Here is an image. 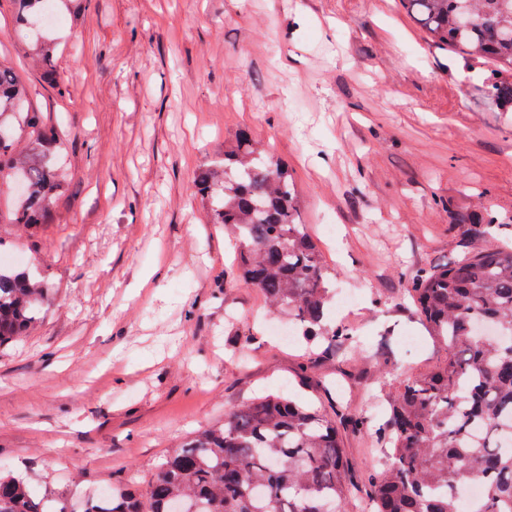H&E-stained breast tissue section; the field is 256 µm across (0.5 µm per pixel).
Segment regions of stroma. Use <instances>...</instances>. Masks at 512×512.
<instances>
[{
  "instance_id": "stroma-1",
  "label": "stroma",
  "mask_w": 512,
  "mask_h": 512,
  "mask_svg": "<svg viewBox=\"0 0 512 512\" xmlns=\"http://www.w3.org/2000/svg\"><path fill=\"white\" fill-rule=\"evenodd\" d=\"M54 2L58 24L20 29L0 0V60L63 125L68 176L35 238L0 195V237L55 289L0 351V468L77 484L80 499L142 488L193 433L300 377L301 350L268 334L234 238L195 194L198 167L241 128L287 160L332 284L359 296L331 320L360 350L322 362L306 395L367 415L389 394L378 375L442 359L402 273L458 255L460 214L512 225V112L484 92L489 62L432 45L400 0ZM39 37L58 45L67 96L31 65ZM341 438L360 502L385 457L374 434Z\"/></svg>"
}]
</instances>
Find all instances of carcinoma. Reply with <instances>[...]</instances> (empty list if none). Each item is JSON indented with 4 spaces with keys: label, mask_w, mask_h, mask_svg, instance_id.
Instances as JSON below:
<instances>
[{
    "label": "carcinoma",
    "mask_w": 512,
    "mask_h": 512,
    "mask_svg": "<svg viewBox=\"0 0 512 512\" xmlns=\"http://www.w3.org/2000/svg\"><path fill=\"white\" fill-rule=\"evenodd\" d=\"M17 26L41 14L42 0H11ZM442 49L496 66L486 95L512 105V0H402ZM43 41L35 62L43 78L68 93ZM61 135L30 105L25 82L0 62V194H18L11 223L32 233L46 222L67 176L57 165ZM211 224L240 239L239 276L271 308L288 315L297 338L322 345L304 354L303 370L352 353L351 328L327 321L328 269L298 219L288 163L241 131L224 157L196 177ZM462 251L443 266L408 274L416 313L444 346L429 372L392 387L375 430L386 467L370 479L372 512H461L456 492L482 488L476 512H512V243L491 210L479 224H454ZM52 289L27 268L0 266V348L28 336ZM371 429L369 420L322 412L293 394L257 397L169 452L145 491L105 486L108 504L91 496L81 512H347L352 481L339 426ZM67 491L40 492L0 470V512H75Z\"/></svg>",
    "instance_id": "1"
}]
</instances>
